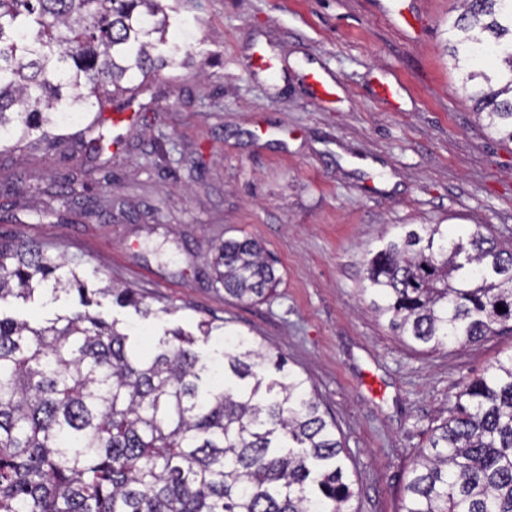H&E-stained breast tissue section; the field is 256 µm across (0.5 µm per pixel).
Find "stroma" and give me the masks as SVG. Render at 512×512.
<instances>
[{
  "mask_svg": "<svg viewBox=\"0 0 512 512\" xmlns=\"http://www.w3.org/2000/svg\"><path fill=\"white\" fill-rule=\"evenodd\" d=\"M181 0L169 34L191 58L135 94L122 141L89 153L80 125L54 144L0 150V240L78 257L95 282L140 289L158 316L109 295L92 309L151 342L213 320L300 373L355 482L360 512H399L413 457L455 394L512 354V334L432 350L369 309L363 264L404 224L486 225L512 245V143L479 125L446 52L459 0ZM328 72L326 101L305 78ZM399 85L386 97L383 83ZM51 211L36 223L34 210ZM262 241L281 281L262 302L225 295L214 246ZM169 313H162V306ZM76 294L7 299L44 321Z\"/></svg>",
  "mask_w": 512,
  "mask_h": 512,
  "instance_id": "35a3bbf8",
  "label": "stroma"
}]
</instances>
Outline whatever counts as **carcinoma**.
Instances as JSON below:
<instances>
[{
	"label": "carcinoma",
	"instance_id": "obj_1",
	"mask_svg": "<svg viewBox=\"0 0 512 512\" xmlns=\"http://www.w3.org/2000/svg\"><path fill=\"white\" fill-rule=\"evenodd\" d=\"M167 27L164 0H0V148L55 140L84 119L100 152L120 82L188 60ZM452 28L465 82H484L470 96L477 115L512 143V0H462ZM488 55L502 62L490 74L478 69ZM484 229L420 224L381 238L363 289L375 314L432 350L512 332V247ZM214 252L225 294L274 293L280 277L258 240ZM72 290L75 314L0 316V512H358L336 423L282 355L213 320L198 330L224 341L222 368L180 328L145 349L91 312V296L145 317L169 307L97 288L80 260L38 243L0 242V301ZM400 512H512V355L456 394L413 460Z\"/></svg>",
	"mask_w": 512,
	"mask_h": 512
}]
</instances>
